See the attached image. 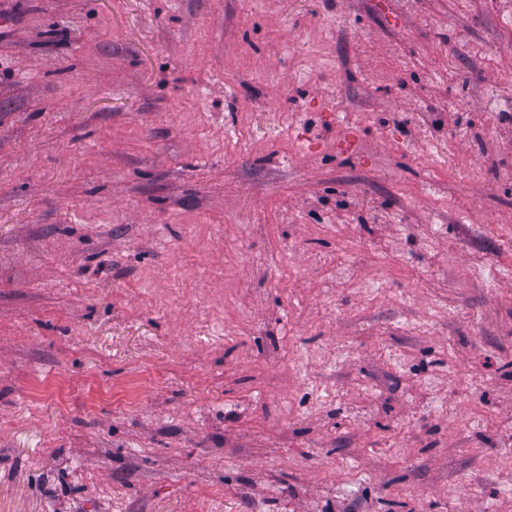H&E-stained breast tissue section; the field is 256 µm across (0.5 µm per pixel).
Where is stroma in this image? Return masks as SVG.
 Wrapping results in <instances>:
<instances>
[{"label": "stroma", "mask_w": 512, "mask_h": 512, "mask_svg": "<svg viewBox=\"0 0 512 512\" xmlns=\"http://www.w3.org/2000/svg\"><path fill=\"white\" fill-rule=\"evenodd\" d=\"M511 101L500 0H0V512H512Z\"/></svg>", "instance_id": "1"}]
</instances>
